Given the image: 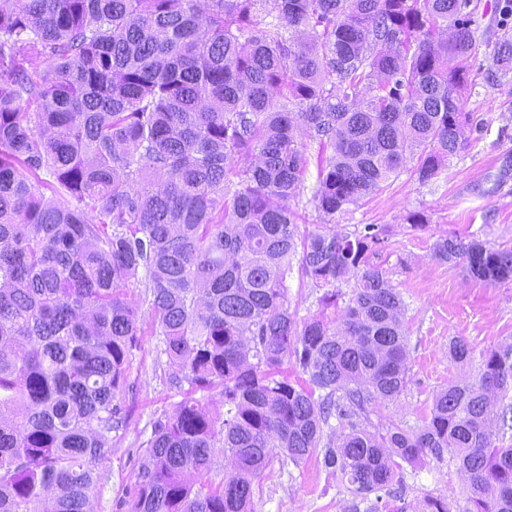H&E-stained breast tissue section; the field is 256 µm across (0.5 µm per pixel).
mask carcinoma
<instances>
[{
  "mask_svg": "<svg viewBox=\"0 0 512 512\" xmlns=\"http://www.w3.org/2000/svg\"><path fill=\"white\" fill-rule=\"evenodd\" d=\"M480 8L0 0V512H90L148 333L185 397L152 425L128 512H251L273 456L297 467L315 454L368 503L352 512H407L403 464L446 456L467 505L428 494L422 512H512V447L498 445L512 344L478 353L454 338L449 358L478 361V379L440 389L419 427L383 418L409 371L405 304L372 262L387 230L332 224L406 155L425 183L465 149ZM501 31L485 52L496 82L512 75ZM313 161L324 223L303 234L290 200ZM433 258L512 279V248L447 235ZM295 273L319 306L301 322ZM138 283L147 323L126 300ZM214 387L219 414L195 397ZM218 453L232 472L216 484Z\"/></svg>",
  "mask_w": 512,
  "mask_h": 512,
  "instance_id": "carcinoma-1",
  "label": "carcinoma"
}]
</instances>
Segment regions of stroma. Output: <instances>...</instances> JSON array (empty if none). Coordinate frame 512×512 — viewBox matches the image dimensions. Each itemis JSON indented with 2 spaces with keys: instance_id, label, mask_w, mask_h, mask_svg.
I'll return each mask as SVG.
<instances>
[{
  "instance_id": "obj_1",
  "label": "stroma",
  "mask_w": 512,
  "mask_h": 512,
  "mask_svg": "<svg viewBox=\"0 0 512 512\" xmlns=\"http://www.w3.org/2000/svg\"><path fill=\"white\" fill-rule=\"evenodd\" d=\"M463 109L466 148L436 179L420 183L415 158H407L397 179L367 198L338 224H382L388 245L375 261L388 273L407 306L409 382L397 399L382 403L381 415L412 425L428 420L437 390L451 382H472L476 366L451 362L448 343L465 337L476 350L512 343V280L497 284L470 277L462 266L433 259L432 246L445 235L478 237L486 246L512 248V80L491 86L471 76ZM419 213L425 228L411 227ZM167 357L156 336H143L128 370L130 409L124 429L113 433L112 452L99 466L100 481L90 497L91 512H127L146 455L152 423L183 398L166 381ZM405 503L421 512L425 495L464 504L466 477L448 461L406 467ZM254 512H337L351 498L319 458L300 466L272 463L253 480Z\"/></svg>"
}]
</instances>
